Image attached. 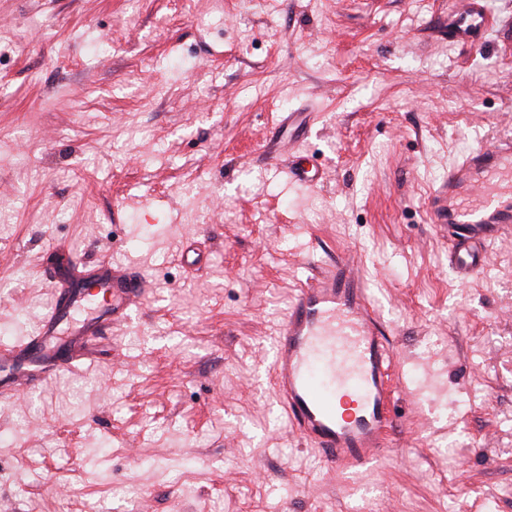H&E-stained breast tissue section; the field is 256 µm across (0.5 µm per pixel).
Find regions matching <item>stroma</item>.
<instances>
[{
	"instance_id": "35a3bbf8",
	"label": "stroma",
	"mask_w": 512,
	"mask_h": 512,
	"mask_svg": "<svg viewBox=\"0 0 512 512\" xmlns=\"http://www.w3.org/2000/svg\"><path fill=\"white\" fill-rule=\"evenodd\" d=\"M0 0V346L48 276L137 260L150 293L77 374L0 401V512H512V235L459 282L421 208L512 136V0ZM319 184L259 158L288 113ZM334 256L391 334L406 449L344 478L268 385ZM461 10L448 7V43L473 45L493 28L496 18L488 11L484 0H462Z\"/></svg>"
}]
</instances>
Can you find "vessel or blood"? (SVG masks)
<instances>
[{"mask_svg": "<svg viewBox=\"0 0 512 512\" xmlns=\"http://www.w3.org/2000/svg\"><path fill=\"white\" fill-rule=\"evenodd\" d=\"M495 24L484 0H464L448 11V41L475 44ZM265 159L285 164L295 183H316L304 156L270 150ZM422 207L430 223L447 229L457 277L465 281L481 271L490 243L512 228V137L451 164ZM148 288L126 268L102 263L61 289L37 335L0 349V397L72 369ZM268 374L291 429L338 473L367 470L396 448L388 331L350 259L331 260L298 289L277 329Z\"/></svg>", "mask_w": 512, "mask_h": 512, "instance_id": "obj_1", "label": "vessel or blood"}]
</instances>
